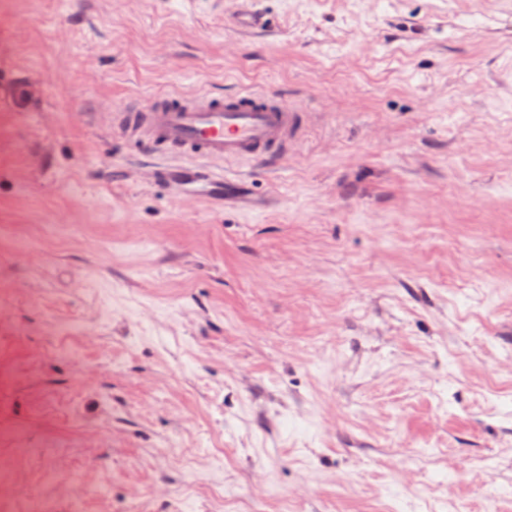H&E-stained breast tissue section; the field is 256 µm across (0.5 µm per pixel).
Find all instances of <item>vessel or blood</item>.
<instances>
[{
	"instance_id": "1",
	"label": "vessel or blood",
	"mask_w": 512,
	"mask_h": 512,
	"mask_svg": "<svg viewBox=\"0 0 512 512\" xmlns=\"http://www.w3.org/2000/svg\"><path fill=\"white\" fill-rule=\"evenodd\" d=\"M232 22L247 31L264 23L251 0H243ZM307 124L306 112L281 97L258 90L230 94L160 92L148 101L112 114V133L151 147L148 166L159 179L169 180L174 170L164 157L178 156L193 163L211 196L238 187L227 174H213L212 161H271L283 155Z\"/></svg>"
}]
</instances>
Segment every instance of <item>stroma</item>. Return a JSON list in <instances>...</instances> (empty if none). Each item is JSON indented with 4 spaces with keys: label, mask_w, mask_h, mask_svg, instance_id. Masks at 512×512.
I'll list each match as a JSON object with an SVG mask.
<instances>
[{
    "label": "stroma",
    "mask_w": 512,
    "mask_h": 512,
    "mask_svg": "<svg viewBox=\"0 0 512 512\" xmlns=\"http://www.w3.org/2000/svg\"><path fill=\"white\" fill-rule=\"evenodd\" d=\"M0 0V499L512 512V0ZM305 107L245 212L112 113ZM232 22L237 29L247 31L263 25L264 19L252 7V1L244 0L238 11L233 15Z\"/></svg>",
    "instance_id": "1"
}]
</instances>
